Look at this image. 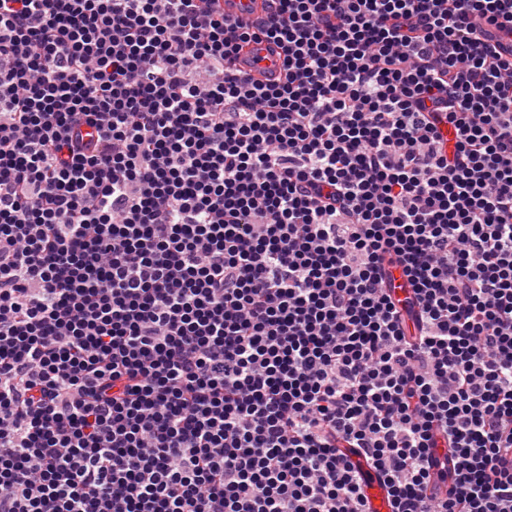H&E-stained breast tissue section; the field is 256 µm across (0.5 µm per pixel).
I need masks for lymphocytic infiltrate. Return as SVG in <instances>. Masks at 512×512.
Segmentation results:
<instances>
[{"label": "lymphocytic infiltrate", "instance_id": "lymphocytic-infiltrate-1", "mask_svg": "<svg viewBox=\"0 0 512 512\" xmlns=\"http://www.w3.org/2000/svg\"><path fill=\"white\" fill-rule=\"evenodd\" d=\"M490 24L0 0V512H371V470L391 512H512ZM262 42L284 78L233 67Z\"/></svg>", "mask_w": 512, "mask_h": 512}]
</instances>
